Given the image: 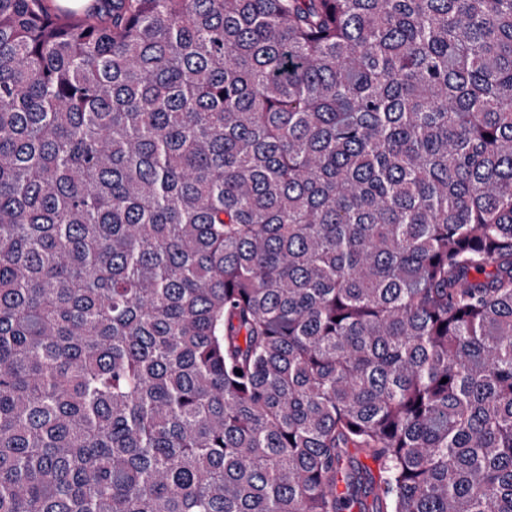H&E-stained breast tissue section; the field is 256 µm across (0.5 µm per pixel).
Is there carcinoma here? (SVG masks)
Here are the masks:
<instances>
[{"mask_svg": "<svg viewBox=\"0 0 512 512\" xmlns=\"http://www.w3.org/2000/svg\"><path fill=\"white\" fill-rule=\"evenodd\" d=\"M354 507L512 512V0H0V512Z\"/></svg>", "mask_w": 512, "mask_h": 512, "instance_id": "1", "label": "carcinoma"}]
</instances>
